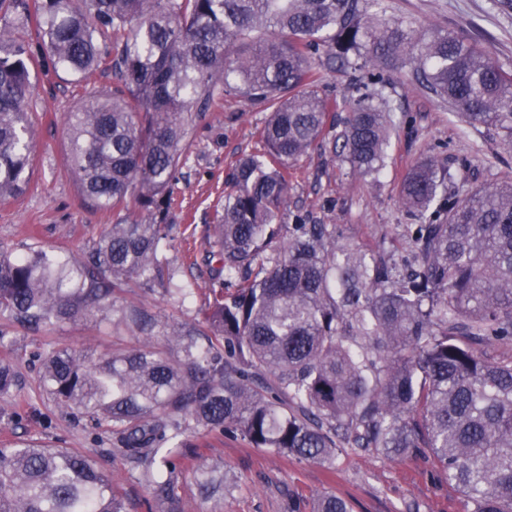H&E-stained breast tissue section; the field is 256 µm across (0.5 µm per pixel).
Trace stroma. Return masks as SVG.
<instances>
[{
	"mask_svg": "<svg viewBox=\"0 0 512 512\" xmlns=\"http://www.w3.org/2000/svg\"><path fill=\"white\" fill-rule=\"evenodd\" d=\"M386 22L409 24L420 34L452 32L474 40L505 71H512V12L497 10L492 0H383ZM381 78L395 108L386 165L373 179L352 173L342 163L333 139L301 157L288 170L290 190L281 221L304 217L315 224H336L356 241L370 246L403 241L404 227L414 218L400 204L404 178L429 155L446 163L455 179L450 198H461L465 184L512 180V141L481 125L462 121L446 101L416 82L407 66L382 71ZM35 148L26 189L0 201V247L16 252L32 244L62 247L82 257L113 217L84 203L76 177L66 164V113L89 94L108 92L116 81L111 71L95 72L82 82L53 68L32 73ZM267 117L263 104L228 94L192 124L188 148L174 188L175 239L163 252L194 293L177 303L162 289L144 293L139 282L115 290L116 304H141L157 313L165 333L193 322L206 298L209 270L202 261L208 248L206 230L224 195V182L235 161L259 150L258 132ZM11 339L0 347V362L11 364L18 377L13 393L0 396V443L38 438L59 448H82L119 480L129 512H145L147 490L131 480L127 465L113 457L111 443H98L89 422H76L56 405L38 383L41 354L50 347L97 356L137 345L130 332L113 327L111 318L96 315L61 324L46 334L6 325ZM188 452L224 465L235 486L221 502L202 500L192 474H185L177 494L181 512H287L289 493H298L301 512L313 499L332 493L345 499L351 512H463L459 494L444 482L425 456L395 460L373 452L345 449L332 465L287 459L263 448L204 428L186 437Z\"/></svg>",
	"mask_w": 512,
	"mask_h": 512,
	"instance_id": "35a3bbf8",
	"label": "stroma"
}]
</instances>
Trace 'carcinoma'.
Listing matches in <instances>:
<instances>
[{"label": "carcinoma", "instance_id": "obj_1", "mask_svg": "<svg viewBox=\"0 0 512 512\" xmlns=\"http://www.w3.org/2000/svg\"><path fill=\"white\" fill-rule=\"evenodd\" d=\"M0 199L28 183L31 71L78 78L112 69V93L67 114L69 167L83 197L112 211L80 262L57 250L0 249V318L27 331L98 312L139 335L101 356L44 354L40 388L129 466L155 512H180L184 437L198 428L328 465L343 448L388 459L428 452L464 512H512V182L452 203L453 174L427 157L406 175L408 249L374 251L334 224L280 223L288 164L334 129L336 101L315 64L363 72L414 65L416 79L470 124L512 140V74L476 43L417 36L381 21L382 0H0ZM347 102L340 157L360 176L385 166L393 110L379 90ZM234 92L264 103L262 152L237 161L210 225L211 279L195 322L164 328L140 305L115 306L128 278L171 298L161 250L172 240V186L188 114L203 120ZM16 385L0 363V394ZM199 495L224 498V467L193 468ZM0 512H127L112 472L74 448L0 446ZM312 512H349L333 494Z\"/></svg>", "mask_w": 512, "mask_h": 512}]
</instances>
